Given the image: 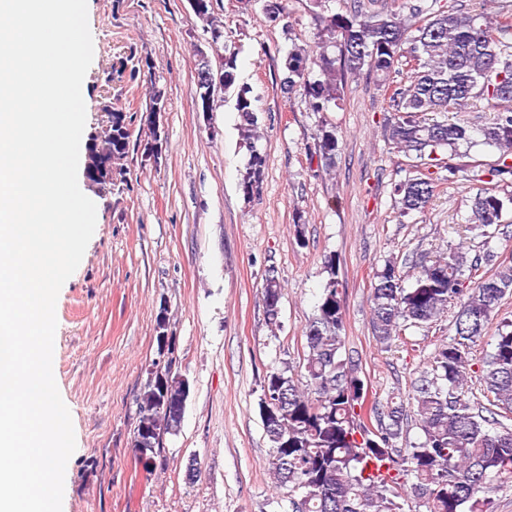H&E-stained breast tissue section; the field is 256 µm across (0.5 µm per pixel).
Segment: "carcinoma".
<instances>
[{
	"label": "carcinoma",
	"mask_w": 512,
	"mask_h": 512,
	"mask_svg": "<svg viewBox=\"0 0 512 512\" xmlns=\"http://www.w3.org/2000/svg\"><path fill=\"white\" fill-rule=\"evenodd\" d=\"M324 0H310L317 32L312 50L288 54L285 90L302 88L314 112L344 100L347 78L367 71L378 77L388 107L398 114L388 128L397 152L435 162L446 153L459 155L471 140L461 112H492L480 129L483 143L498 149L490 171L496 182L478 189L461 228L479 231L482 251L469 255L461 246L431 263H422L414 283L405 288L399 271L387 265L372 285L373 337L386 349L403 340L407 326L428 327L458 304L455 334L440 345L430 374L411 396L423 438L408 448L396 440L408 419L403 401L386 408L367 404L358 364L345 349L344 310L336 255L324 257L327 273L316 313L305 331L304 379L285 366L264 378L260 408L276 416L265 433L271 443L269 471L288 500L307 497L304 512H404L400 489L406 473L416 478L411 493L426 512H496L491 494L512 483V320L498 318L502 302L512 297V264L497 260L489 246L512 193V12L485 8L435 10L407 0V14L395 0H351L344 13L318 11ZM224 89L236 83V56L222 57ZM406 70V79L393 74ZM237 87V86H235ZM242 84L236 109L250 127L257 116ZM130 121L123 108L112 109V156L126 157ZM321 157L331 167L338 141L332 130L319 136ZM250 158L240 186L249 196L258 191L265 156L249 144ZM435 183L414 177L395 184L400 212H422L430 205ZM263 298L269 321L277 323L281 284L267 270ZM489 336L492 351L472 369V349ZM484 400L473 399L472 380ZM179 394L178 385L163 391L149 383L139 403L134 437L138 462L147 473L156 466L163 435L176 433L182 417L167 413L165 402Z\"/></svg>",
	"instance_id": "obj_1"
}]
</instances>
